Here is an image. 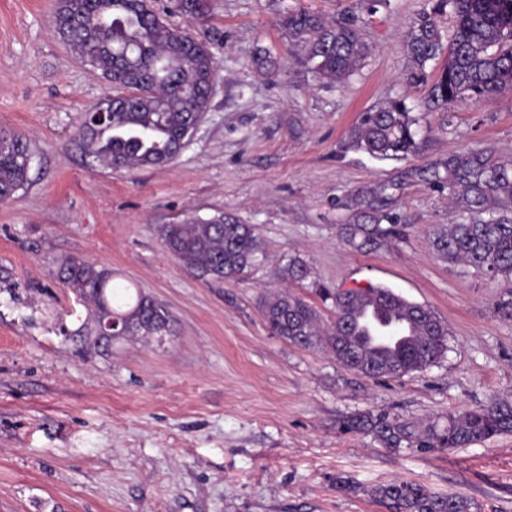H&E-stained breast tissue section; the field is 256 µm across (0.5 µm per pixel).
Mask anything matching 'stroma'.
Returning <instances> with one entry per match:
<instances>
[{
  "mask_svg": "<svg viewBox=\"0 0 512 512\" xmlns=\"http://www.w3.org/2000/svg\"><path fill=\"white\" fill-rule=\"evenodd\" d=\"M436 0H210L191 26L216 56L209 109L170 164L114 171L76 132L112 88L63 43L53 0H0V128L35 156L31 183L0 203V512H390L372 490L415 480L463 492L477 512H512V434L461 448H385L350 432L388 412L415 431L512 400V280L438 258L428 234L469 211L434 183L450 158L512 162V90L425 107L440 68L411 79L410 24ZM290 7L332 22L353 15L369 53L340 82L315 77L279 25ZM268 49L277 69L257 72ZM404 100L416 155L379 161L347 146L361 112ZM391 187L403 230L374 253L337 237L358 196ZM219 212L254 225L266 259L240 279L199 277L157 229ZM305 261L308 280L282 271ZM110 269L168 310L171 331L89 346L87 311L60 277L64 259ZM393 289L448 326L444 358L399 378L350 370L327 351L268 331L260 298L287 289L335 313L315 285Z\"/></svg>",
  "mask_w": 512,
  "mask_h": 512,
  "instance_id": "stroma-1",
  "label": "stroma"
}]
</instances>
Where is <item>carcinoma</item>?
<instances>
[{
	"mask_svg": "<svg viewBox=\"0 0 512 512\" xmlns=\"http://www.w3.org/2000/svg\"><path fill=\"white\" fill-rule=\"evenodd\" d=\"M186 20L209 16V0H176ZM453 18L443 37L434 14ZM60 38L107 83L121 90L113 95L104 124L89 108L78 130L90 156L113 170L162 167L182 151L186 131L207 112L216 59L210 48L186 28L172 26L151 0H54ZM290 41L303 47L320 79L348 78L367 54L356 20L329 24L319 15L291 8L280 19ZM412 77L426 76L431 61L445 57L430 89L426 109L478 103L512 89V0H437L433 13L413 21L406 40ZM419 123L402 99L361 113L348 134V147L387 159H405L417 152ZM33 151L27 139L10 133L0 139V202L29 184ZM448 189L470 211L467 223L441 224L431 244L443 260L474 269L492 279H512V216L490 209L498 195L512 196V162L486 165L479 154L458 156L448 164ZM387 187L357 203L350 220L338 227L342 242L360 253L375 252L399 234L397 217L387 211ZM159 237L167 252L187 268L217 281H233L260 265L263 243L251 224L229 214L203 218L190 214L177 224H163ZM284 276L295 282L309 278L310 269L291 259ZM63 284L93 314L101 301L125 320L131 336L151 339L165 335L171 319L160 304L140 289L116 288L112 271L68 258L61 268ZM331 301L336 318L321 323L317 309L286 291L269 292L262 303L269 331L301 348H323L347 368L369 377H402L437 363L448 350V327L427 306L410 302L392 289L367 286L342 291L317 289ZM386 302L387 319L413 325L414 334L392 353L368 348L370 337L355 333L356 319L367 301ZM351 432L371 433L386 448H459L512 433V401L499 400L448 416L442 431L417 434L386 413H363L346 424ZM372 494L391 512H474L464 493L439 494L417 481H393Z\"/></svg>",
	"mask_w": 512,
	"mask_h": 512,
	"instance_id": "carcinoma-1",
	"label": "carcinoma"
}]
</instances>
